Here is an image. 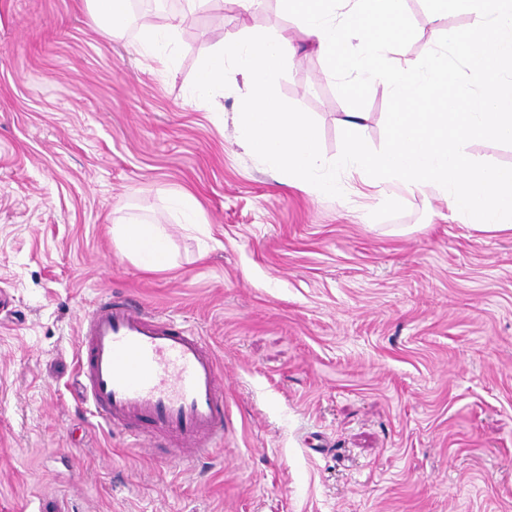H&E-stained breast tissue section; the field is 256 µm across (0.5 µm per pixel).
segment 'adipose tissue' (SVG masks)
Wrapping results in <instances>:
<instances>
[{
    "label": "adipose tissue",
    "instance_id": "obj_1",
    "mask_svg": "<svg viewBox=\"0 0 512 512\" xmlns=\"http://www.w3.org/2000/svg\"><path fill=\"white\" fill-rule=\"evenodd\" d=\"M112 232L122 255L147 271H163L171 264L170 234L164 224H117Z\"/></svg>",
    "mask_w": 512,
    "mask_h": 512
}]
</instances>
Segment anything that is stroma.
<instances>
[{
    "mask_svg": "<svg viewBox=\"0 0 512 512\" xmlns=\"http://www.w3.org/2000/svg\"><path fill=\"white\" fill-rule=\"evenodd\" d=\"M408 14L394 63L472 23ZM159 23L165 66L86 0H0V512H512V236L396 188L404 212L376 220L357 175L318 197L237 145L241 77L208 103L192 83L219 41L296 30L278 0ZM276 88L339 156L326 62L298 44ZM389 95L365 106L375 149ZM182 189L200 229L173 224ZM129 222L171 225L172 269L121 255ZM122 292L213 346L222 449L154 457L79 395V326Z\"/></svg>",
    "mask_w": 512,
    "mask_h": 512,
    "instance_id": "stroma-1",
    "label": "stroma"
}]
</instances>
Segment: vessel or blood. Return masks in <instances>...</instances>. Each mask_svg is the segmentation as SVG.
I'll use <instances>...</instances> for the list:
<instances>
[{
	"label": "vessel or blood",
	"instance_id": "obj_1",
	"mask_svg": "<svg viewBox=\"0 0 512 512\" xmlns=\"http://www.w3.org/2000/svg\"><path fill=\"white\" fill-rule=\"evenodd\" d=\"M80 343L78 386L105 424L133 437L149 424L190 453L216 448L223 370L201 337L116 295L87 315Z\"/></svg>",
	"mask_w": 512,
	"mask_h": 512
}]
</instances>
